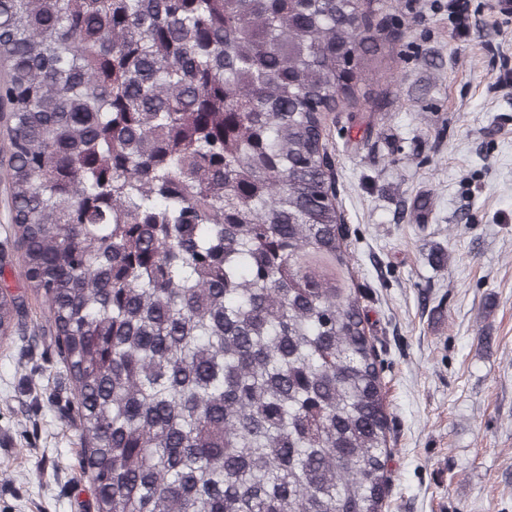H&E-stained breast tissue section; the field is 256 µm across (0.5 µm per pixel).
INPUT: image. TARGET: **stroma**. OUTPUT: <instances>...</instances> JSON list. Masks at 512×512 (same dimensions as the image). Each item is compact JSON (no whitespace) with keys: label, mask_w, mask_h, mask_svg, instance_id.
<instances>
[{"label":"stroma","mask_w":512,"mask_h":512,"mask_svg":"<svg viewBox=\"0 0 512 512\" xmlns=\"http://www.w3.org/2000/svg\"><path fill=\"white\" fill-rule=\"evenodd\" d=\"M328 153L393 449L385 512H512V13L497 0H382ZM0 150V273L20 276ZM72 383L50 337H0V512H93Z\"/></svg>","instance_id":"35a3bbf8"}]
</instances>
